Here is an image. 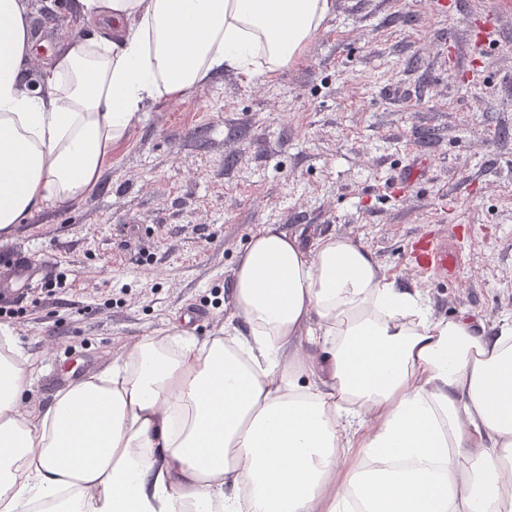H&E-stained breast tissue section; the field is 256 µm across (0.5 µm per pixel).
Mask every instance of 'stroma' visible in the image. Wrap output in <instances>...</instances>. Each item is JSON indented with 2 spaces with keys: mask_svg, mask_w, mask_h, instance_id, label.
I'll return each mask as SVG.
<instances>
[{
  "mask_svg": "<svg viewBox=\"0 0 512 512\" xmlns=\"http://www.w3.org/2000/svg\"><path fill=\"white\" fill-rule=\"evenodd\" d=\"M70 2L30 0L39 58L92 36ZM489 2L336 0L298 62L148 105L88 196L1 231L0 253L42 265L4 302L38 367L31 403L194 309L191 334L212 335L264 224L306 245L353 238L436 316L511 318L512 9L491 21ZM430 239L456 255L447 277L416 266Z\"/></svg>",
  "mask_w": 512,
  "mask_h": 512,
  "instance_id": "stroma-1",
  "label": "stroma"
}]
</instances>
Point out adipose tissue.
I'll list each match as a JSON object with an SVG mask.
<instances>
[{
  "label": "adipose tissue",
  "instance_id": "obj_1",
  "mask_svg": "<svg viewBox=\"0 0 512 512\" xmlns=\"http://www.w3.org/2000/svg\"><path fill=\"white\" fill-rule=\"evenodd\" d=\"M95 38L39 66L0 0V231L98 183L145 106L297 61L336 0H72ZM233 312L170 327L41 409L0 330V512H512V319L434 315L346 236L266 224Z\"/></svg>",
  "mask_w": 512,
  "mask_h": 512
}]
</instances>
